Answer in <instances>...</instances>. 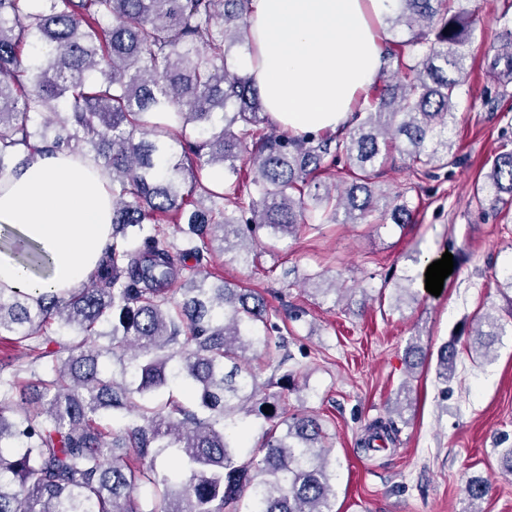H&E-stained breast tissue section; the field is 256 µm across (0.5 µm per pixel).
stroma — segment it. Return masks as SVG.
<instances>
[{
  "instance_id": "1",
  "label": "stroma",
  "mask_w": 512,
  "mask_h": 512,
  "mask_svg": "<svg viewBox=\"0 0 512 512\" xmlns=\"http://www.w3.org/2000/svg\"><path fill=\"white\" fill-rule=\"evenodd\" d=\"M474 32L455 118L448 167L413 173L408 158L391 152L374 171V187L405 193L412 224L380 225L372 215L357 224H322L307 212L295 236L259 246L248 261L212 252L207 270L264 295L286 329L288 363L303 392L289 411L315 414L336 462V512H463L465 486L482 477L492 492L483 512H512V474L499 455L512 448V323L504 298L512 274V211L477 207L474 183L486 160L512 141V79L493 70L496 35L512 29V0H470ZM451 253L454 268L440 295L415 283V301L396 305L395 279ZM321 273L349 290L332 303L305 284ZM303 312L287 318L286 306ZM504 318L491 360L473 361L472 329L480 316ZM456 341V376L436 379L437 354ZM419 344L425 360L409 372L406 349ZM409 385L410 403L399 392ZM378 418L398 432L382 452L361 442Z\"/></svg>"
}]
</instances>
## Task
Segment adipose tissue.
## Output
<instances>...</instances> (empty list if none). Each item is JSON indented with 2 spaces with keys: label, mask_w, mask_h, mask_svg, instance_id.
<instances>
[{
  "label": "adipose tissue",
  "mask_w": 512,
  "mask_h": 512,
  "mask_svg": "<svg viewBox=\"0 0 512 512\" xmlns=\"http://www.w3.org/2000/svg\"><path fill=\"white\" fill-rule=\"evenodd\" d=\"M393 7V0H251L245 72L269 117L296 136L347 126L385 65L374 23ZM0 225L50 260L38 276L1 252L0 288L35 298L80 288L112 233L110 181L70 151L35 155L0 180Z\"/></svg>",
  "instance_id": "1"
}]
</instances>
